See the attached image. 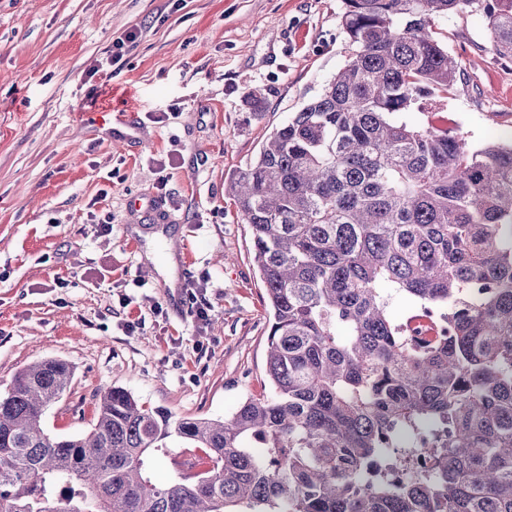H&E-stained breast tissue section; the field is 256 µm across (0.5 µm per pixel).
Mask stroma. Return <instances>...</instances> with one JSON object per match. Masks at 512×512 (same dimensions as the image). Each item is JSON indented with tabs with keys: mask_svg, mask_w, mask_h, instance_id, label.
<instances>
[{
	"mask_svg": "<svg viewBox=\"0 0 512 512\" xmlns=\"http://www.w3.org/2000/svg\"><path fill=\"white\" fill-rule=\"evenodd\" d=\"M342 11V0H0L1 395L26 365L66 361L74 377L44 427L70 435L91 429L106 388L177 418H228L268 394L265 289L224 188L346 63ZM435 28L466 68L449 128L473 146L511 138L512 62L494 55L486 17ZM193 288L208 324L189 307ZM166 444L152 480L192 475V449Z\"/></svg>",
	"mask_w": 512,
	"mask_h": 512,
	"instance_id": "stroma-1",
	"label": "stroma"
}]
</instances>
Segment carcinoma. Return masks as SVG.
Masks as SVG:
<instances>
[{
	"mask_svg": "<svg viewBox=\"0 0 512 512\" xmlns=\"http://www.w3.org/2000/svg\"><path fill=\"white\" fill-rule=\"evenodd\" d=\"M353 52L225 187L272 312V395L224 420L100 393L89 432L49 434L61 360L0 396V512H512V140L430 120L463 74L435 20L484 12L512 57V0H343ZM433 316L408 335L390 291ZM177 436L203 468L161 485ZM426 464L390 472L400 450Z\"/></svg>",
	"mask_w": 512,
	"mask_h": 512,
	"instance_id": "carcinoma-1",
	"label": "carcinoma"
}]
</instances>
